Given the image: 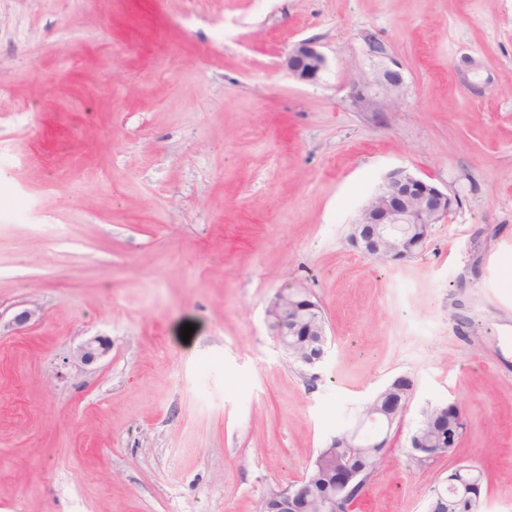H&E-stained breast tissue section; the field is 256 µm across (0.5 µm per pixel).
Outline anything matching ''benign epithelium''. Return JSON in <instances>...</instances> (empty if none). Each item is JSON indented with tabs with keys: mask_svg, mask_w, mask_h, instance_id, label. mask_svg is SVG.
Wrapping results in <instances>:
<instances>
[{
	"mask_svg": "<svg viewBox=\"0 0 512 512\" xmlns=\"http://www.w3.org/2000/svg\"><path fill=\"white\" fill-rule=\"evenodd\" d=\"M367 55L378 61L371 76L356 85L351 97L357 101H374L377 111L385 112L404 95L405 81L399 63L389 56L385 46L371 34L364 35ZM326 66V58L312 39L294 43L288 50L282 67L289 75L303 81L318 78ZM455 198L435 184L405 170L395 169L384 177L382 183L363 205L352 224L349 241L353 247L368 257L379 258L386 263H401L413 257L432 228L448 218ZM320 310L312 295L299 290L292 296L277 294L267 311L272 322L279 324L286 336H316L318 347L312 357L319 363L328 354L326 323L311 324L302 320L310 312ZM109 350L100 338L86 341L78 349V358L87 365L101 358ZM409 401L386 395L373 398L358 418L357 425L331 442L333 448H357L362 440L375 448H382L386 439L361 433L369 420H379L391 429L401 422ZM360 470L353 467L349 455H344L333 473L332 483L341 493L359 483ZM312 492L306 480L297 487L282 490V512H302L299 503Z\"/></svg>",
	"mask_w": 512,
	"mask_h": 512,
	"instance_id": "benign-epithelium-1",
	"label": "benign epithelium"
}]
</instances>
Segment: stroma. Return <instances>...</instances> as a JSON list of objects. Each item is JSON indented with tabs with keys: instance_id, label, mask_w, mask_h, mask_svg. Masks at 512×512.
<instances>
[{
	"instance_id": "35a3bbf8",
	"label": "stroma",
	"mask_w": 512,
	"mask_h": 512,
	"mask_svg": "<svg viewBox=\"0 0 512 512\" xmlns=\"http://www.w3.org/2000/svg\"><path fill=\"white\" fill-rule=\"evenodd\" d=\"M367 33L387 112L350 97ZM308 38L311 82L281 66ZM397 168L456 204L380 264L348 236ZM287 286L316 367L271 334ZM400 376L354 512H429L460 465L512 512V0H0V512H259ZM453 402L457 446L416 462ZM367 55L373 60H378V65L371 76L356 85L351 92V97L356 102L374 101L377 103L378 112H386L387 109L400 100L405 91V81L399 63L389 56L385 46L371 34L363 37ZM386 61L393 66L387 64ZM313 311H321L318 302L309 292L298 290L290 300H288V295L277 294L269 306L267 315L272 322L279 324L280 335H284L281 337L288 338V341H295L297 336H322L317 340L318 347L314 356L311 357L313 363H319L324 360L329 350L325 318L319 325L300 320L306 313ZM321 316L323 317L322 311ZM288 327L292 336H288ZM277 340L287 353L288 341L280 338Z\"/></svg>"
}]
</instances>
